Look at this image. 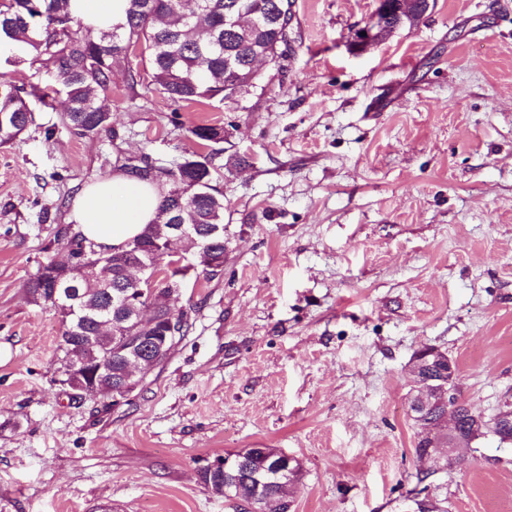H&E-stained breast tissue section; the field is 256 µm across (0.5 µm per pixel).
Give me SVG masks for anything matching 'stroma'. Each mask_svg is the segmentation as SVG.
Here are the masks:
<instances>
[{"label": "stroma", "mask_w": 512, "mask_h": 512, "mask_svg": "<svg viewBox=\"0 0 512 512\" xmlns=\"http://www.w3.org/2000/svg\"><path fill=\"white\" fill-rule=\"evenodd\" d=\"M292 2L249 110L172 103L134 55L101 99L113 133L72 135L55 94L0 147V512H238L197 471L246 448L299 460L289 512H512V445L433 470L406 377L432 346L483 414L512 395V0H437L357 54L376 0ZM200 123L229 133L224 272L187 276L193 326L128 402H72L27 283L86 186L197 151Z\"/></svg>", "instance_id": "obj_1"}]
</instances>
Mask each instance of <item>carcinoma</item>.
I'll use <instances>...</instances> for the list:
<instances>
[{
    "instance_id": "carcinoma-1",
    "label": "carcinoma",
    "mask_w": 512,
    "mask_h": 512,
    "mask_svg": "<svg viewBox=\"0 0 512 512\" xmlns=\"http://www.w3.org/2000/svg\"><path fill=\"white\" fill-rule=\"evenodd\" d=\"M67 2L4 0L0 50L19 63L26 54L30 65L54 77L53 92L67 101L63 124L79 137L102 132L118 137L112 130V112L100 104V95L111 89L114 67L132 54L147 60L154 84L173 101L228 99L235 95L225 93L226 85L246 78L259 57L283 59L293 34L291 0H193L190 9L180 0H127L123 24L96 33L68 10ZM258 88L256 78L235 97L246 102ZM30 96L42 101L47 93L0 79L1 147L31 123ZM188 132L205 148L226 136L218 125H194ZM121 168L162 189L156 219L124 248L110 252L72 232L71 226H60L56 241L70 253L71 263L43 264L28 284L31 300L53 308L63 325L61 375L68 372L75 351L91 366L104 365L96 396L112 394L127 372L129 354L149 338L168 331L181 337L190 328L188 314L175 307L186 272L173 268V259L165 255L174 225H185L184 253L200 259L204 274L215 278L224 272V239L209 236L210 228L224 224V195L213 185V153L194 152L170 167L144 153L126 159ZM58 280L74 290L66 302L53 299ZM126 288L144 292L124 306L112 305V293ZM409 410L422 413L421 420L414 421L415 453L422 456L429 453V435L448 406L423 413L412 399ZM276 453L274 448H246L241 451L243 468L225 473L201 469L200 481L216 495L249 503L258 493L252 474L270 466ZM300 476L296 461L288 482L274 480L260 488L265 512H287L288 495Z\"/></svg>"
}]
</instances>
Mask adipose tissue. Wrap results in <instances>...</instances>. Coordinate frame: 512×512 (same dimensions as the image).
<instances>
[{"mask_svg":"<svg viewBox=\"0 0 512 512\" xmlns=\"http://www.w3.org/2000/svg\"><path fill=\"white\" fill-rule=\"evenodd\" d=\"M126 0H70V10L96 29L123 23ZM155 185L115 172L88 185L75 201L81 233L102 249H120L151 223L159 207Z\"/></svg>","mask_w":512,"mask_h":512,"instance_id":"1","label":"adipose tissue"}]
</instances>
